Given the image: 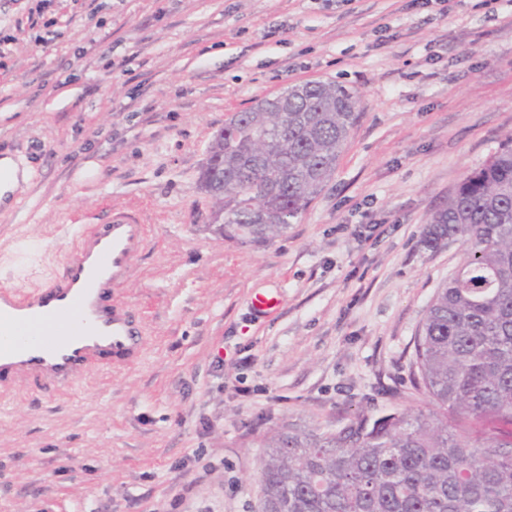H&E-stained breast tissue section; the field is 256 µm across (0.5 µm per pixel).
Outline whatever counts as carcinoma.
Here are the masks:
<instances>
[{
	"instance_id": "carcinoma-1",
	"label": "carcinoma",
	"mask_w": 512,
	"mask_h": 512,
	"mask_svg": "<svg viewBox=\"0 0 512 512\" xmlns=\"http://www.w3.org/2000/svg\"><path fill=\"white\" fill-rule=\"evenodd\" d=\"M359 105L342 85L310 82L229 115L199 176L218 203L213 232L242 244L283 235L332 178ZM455 240L466 260L415 342L435 410L276 431L264 512H512V135L423 227L428 249Z\"/></svg>"
}]
</instances>
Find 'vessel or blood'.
I'll return each instance as SVG.
<instances>
[{
    "mask_svg": "<svg viewBox=\"0 0 512 512\" xmlns=\"http://www.w3.org/2000/svg\"><path fill=\"white\" fill-rule=\"evenodd\" d=\"M146 242V225L117 210L105 223L74 225L59 275L23 293L0 287L1 395L64 392L113 361L140 358L143 321L116 291Z\"/></svg>",
    "mask_w": 512,
    "mask_h": 512,
    "instance_id": "b4317fda",
    "label": "vessel or blood"
}]
</instances>
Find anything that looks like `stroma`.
<instances>
[{"label":"stroma","mask_w":512,"mask_h":512,"mask_svg":"<svg viewBox=\"0 0 512 512\" xmlns=\"http://www.w3.org/2000/svg\"><path fill=\"white\" fill-rule=\"evenodd\" d=\"M309 81L360 98L333 179L282 236L218 238L211 140ZM511 135L512 0H0V155L29 175L0 286L58 275L73 223L149 228L118 290L141 360L0 397V512H257L275 429L431 410L415 337L465 248L421 231Z\"/></svg>","instance_id":"obj_1"}]
</instances>
